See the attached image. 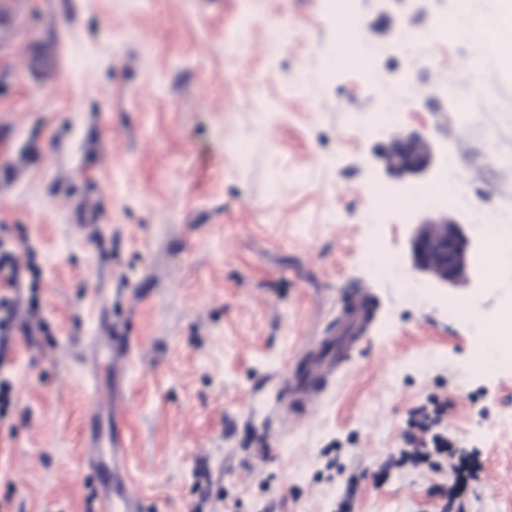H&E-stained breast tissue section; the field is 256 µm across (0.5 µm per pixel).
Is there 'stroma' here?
<instances>
[{"instance_id":"obj_1","label":"stroma","mask_w":512,"mask_h":512,"mask_svg":"<svg viewBox=\"0 0 512 512\" xmlns=\"http://www.w3.org/2000/svg\"><path fill=\"white\" fill-rule=\"evenodd\" d=\"M0 54V225L20 227L39 278L6 352L13 403L0 419L6 512H94L100 476L82 460L90 373L112 375L88 340L133 337L128 467L143 512H512V368L479 371V300L502 293L431 286L411 268V202L373 158L372 117L406 83L386 132L417 131L456 158L460 210L483 222L512 185L488 168L512 140V68L476 66L466 33L431 36L453 0H350L373 79L337 69L303 92L300 73L334 50L326 0H29ZM422 33L419 59L388 47L398 21ZM287 29V42L271 38ZM57 42L46 78L25 48ZM493 122L456 120L460 86ZM439 98L441 110L428 107ZM396 255L377 275L367 246ZM379 308L315 416L268 423L276 377L303 337L322 335L341 292ZM448 397V435L482 470L459 502L446 474L402 462L410 412Z\"/></svg>"}]
</instances>
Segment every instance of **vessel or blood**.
Here are the masks:
<instances>
[{
  "label": "vessel or blood",
  "instance_id": "b4317fda",
  "mask_svg": "<svg viewBox=\"0 0 512 512\" xmlns=\"http://www.w3.org/2000/svg\"><path fill=\"white\" fill-rule=\"evenodd\" d=\"M26 7L27 0H0V48L15 43L17 24ZM59 55L57 44H44L33 56V66L43 75H52L59 67ZM369 312L370 300L364 290L345 294L334 329L304 346L296 370L279 382V395L271 408V416L298 423L314 414L326 388L362 340ZM92 343L100 349H111L112 381L106 385L95 379L89 381L93 402L87 411L86 422L96 423L106 411L110 414L111 425L107 436L88 435L85 459L95 468L109 463L120 470L127 466L130 455L126 440L129 421L124 384L132 341L126 336H96ZM126 481V475L120 472L115 481L104 482L98 488L97 512H142L140 501L126 491Z\"/></svg>",
  "mask_w": 512,
  "mask_h": 512
}]
</instances>
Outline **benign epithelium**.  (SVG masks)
<instances>
[{"instance_id":"obj_1","label":"benign epithelium","mask_w":512,"mask_h":512,"mask_svg":"<svg viewBox=\"0 0 512 512\" xmlns=\"http://www.w3.org/2000/svg\"><path fill=\"white\" fill-rule=\"evenodd\" d=\"M379 157L394 187L406 190L418 179L434 180L440 164L432 144L420 133L394 134L380 146ZM412 268L439 288L457 280L481 282L476 258L483 241L471 235L473 220L458 210L439 208L429 217H412Z\"/></svg>"}]
</instances>
